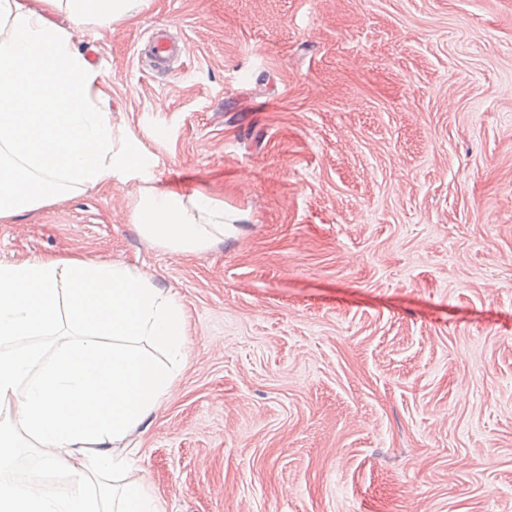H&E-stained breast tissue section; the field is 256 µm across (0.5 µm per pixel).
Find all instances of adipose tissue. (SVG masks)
<instances>
[{
    "label": "adipose tissue",
    "mask_w": 512,
    "mask_h": 512,
    "mask_svg": "<svg viewBox=\"0 0 512 512\" xmlns=\"http://www.w3.org/2000/svg\"><path fill=\"white\" fill-rule=\"evenodd\" d=\"M147 0H0V223L115 175L147 154L100 104L106 86L73 43ZM138 233L177 256L233 234L211 197L141 191ZM160 351L153 358L144 346ZM187 317L139 269L82 255L0 261V467L41 449L67 467L68 494L0 476V512H159L138 481L116 483L131 433L172 394L188 358Z\"/></svg>",
    "instance_id": "obj_1"
}]
</instances>
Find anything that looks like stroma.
<instances>
[{"label":"stroma","mask_w":512,"mask_h":512,"mask_svg":"<svg viewBox=\"0 0 512 512\" xmlns=\"http://www.w3.org/2000/svg\"><path fill=\"white\" fill-rule=\"evenodd\" d=\"M74 44L150 177L0 223V260L121 261L183 301L132 437L161 512H512V0H149ZM146 187L239 230L172 255L133 225ZM148 45L153 57V66L157 69L169 70L170 61L182 53L177 37L167 34L153 33L149 37Z\"/></svg>","instance_id":"obj_1"}]
</instances>
